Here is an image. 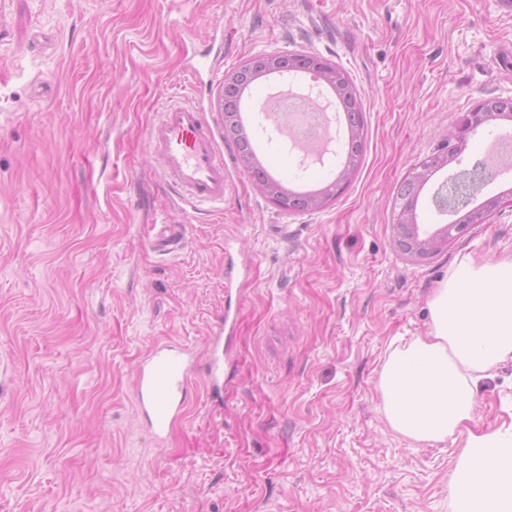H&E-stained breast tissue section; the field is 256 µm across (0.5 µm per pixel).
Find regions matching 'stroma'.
<instances>
[{
    "instance_id": "1",
    "label": "stroma",
    "mask_w": 512,
    "mask_h": 512,
    "mask_svg": "<svg viewBox=\"0 0 512 512\" xmlns=\"http://www.w3.org/2000/svg\"><path fill=\"white\" fill-rule=\"evenodd\" d=\"M342 67L364 109L359 172L319 211L267 199L223 140L225 75L268 53ZM512 96V0H0V512H448L452 444L393 431L376 383L425 334L456 260L512 257V207L415 263L397 190L481 99ZM172 101L224 152L223 207L169 193L147 128ZM257 156L300 166L249 113ZM155 224L184 228L159 255ZM224 405L193 380L152 441L134 391L153 345L205 362L222 311ZM512 402V364L473 425Z\"/></svg>"
}]
</instances>
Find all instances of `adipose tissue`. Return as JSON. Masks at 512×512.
<instances>
[{"mask_svg":"<svg viewBox=\"0 0 512 512\" xmlns=\"http://www.w3.org/2000/svg\"><path fill=\"white\" fill-rule=\"evenodd\" d=\"M428 306L427 334L392 345L379 373L385 418L418 444L460 440L449 512H512V416L468 428L479 383L512 362V257H463Z\"/></svg>","mask_w":512,"mask_h":512,"instance_id":"obj_1","label":"adipose tissue"}]
</instances>
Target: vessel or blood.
Listing matches in <instances>:
<instances>
[{
    "instance_id": "obj_1",
    "label": "vessel or blood",
    "mask_w": 512,
    "mask_h": 512,
    "mask_svg": "<svg viewBox=\"0 0 512 512\" xmlns=\"http://www.w3.org/2000/svg\"><path fill=\"white\" fill-rule=\"evenodd\" d=\"M148 136L165 178L182 201L192 205L223 202L224 156L217 147L213 129L197 108L168 105L159 112ZM182 240L179 225L164 224L151 229L150 244L155 252H175ZM226 324V318H219L211 330L206 365H198L183 348L167 343L154 345L139 360L135 380L137 405L155 439H163L182 418L189 382L195 374H202L212 400L223 401Z\"/></svg>"
}]
</instances>
